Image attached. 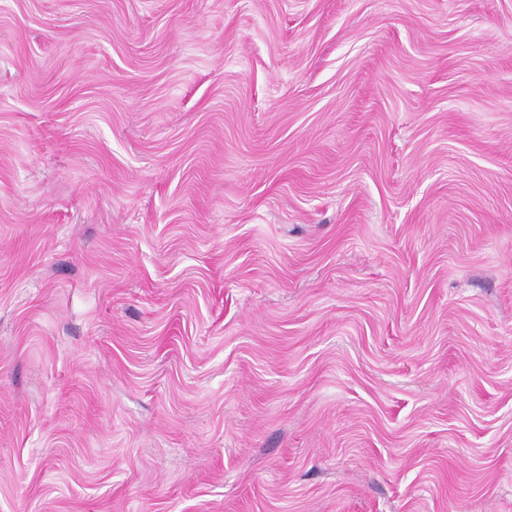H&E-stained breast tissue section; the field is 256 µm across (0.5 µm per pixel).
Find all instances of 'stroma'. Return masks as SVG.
<instances>
[{"instance_id": "1", "label": "stroma", "mask_w": 512, "mask_h": 512, "mask_svg": "<svg viewBox=\"0 0 512 512\" xmlns=\"http://www.w3.org/2000/svg\"><path fill=\"white\" fill-rule=\"evenodd\" d=\"M0 512H512V0H0Z\"/></svg>"}]
</instances>
